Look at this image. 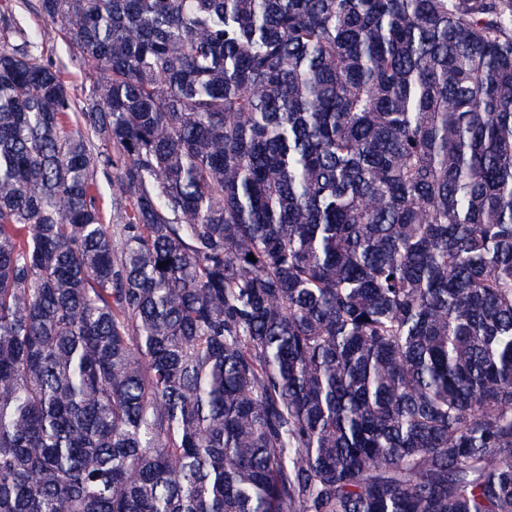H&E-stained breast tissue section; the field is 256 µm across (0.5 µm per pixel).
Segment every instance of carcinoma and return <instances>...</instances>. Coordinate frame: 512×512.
Here are the masks:
<instances>
[{"label":"carcinoma","instance_id":"cac0c4a2","mask_svg":"<svg viewBox=\"0 0 512 512\" xmlns=\"http://www.w3.org/2000/svg\"><path fill=\"white\" fill-rule=\"evenodd\" d=\"M25 4L0 512H512V0ZM23 2L24 0H0V9H12L20 19L22 25L29 30H51V27L47 25L40 16L26 9ZM44 57L60 64L68 94L75 102L84 99L100 79L98 71L83 61L76 47L55 33L45 43Z\"/></svg>","mask_w":512,"mask_h":512}]
</instances>
